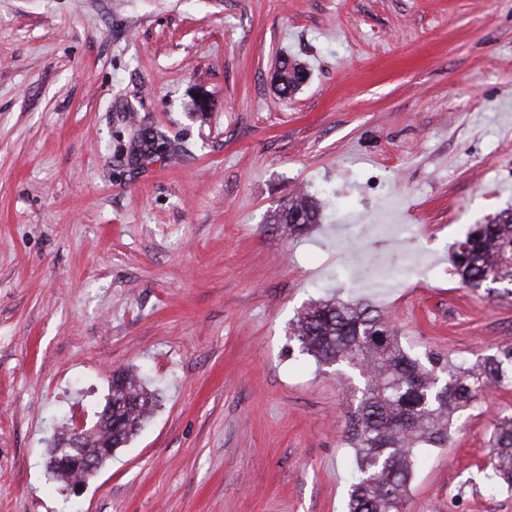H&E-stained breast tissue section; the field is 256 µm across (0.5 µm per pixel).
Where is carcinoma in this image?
Listing matches in <instances>:
<instances>
[{
    "label": "carcinoma",
    "instance_id": "cac0c4a2",
    "mask_svg": "<svg viewBox=\"0 0 512 512\" xmlns=\"http://www.w3.org/2000/svg\"><path fill=\"white\" fill-rule=\"evenodd\" d=\"M306 79L305 70L286 61L277 74L281 96L288 98ZM309 195L288 199L275 222L301 234L321 220ZM454 266L468 288L512 283V212L471 229L455 254ZM293 338L300 351L321 366L347 368L364 375L357 407L345 438L355 449L357 473L349 486L346 512H404L414 476V459L423 446L443 447L457 411L474 404L484 388L512 386V346H500L476 365H440L421 359L400 344L393 327L374 307L359 301L327 299L307 307L295 320ZM154 408V394L129 369L112 374V421L98 419L87 433L56 441L66 451L75 436L88 453L107 442L119 448ZM486 473L491 489L512 491V416L493 423Z\"/></svg>",
    "mask_w": 512,
    "mask_h": 512
}]
</instances>
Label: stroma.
Returning <instances> with one entry per match:
<instances>
[{"label": "stroma", "instance_id": "stroma-1", "mask_svg": "<svg viewBox=\"0 0 512 512\" xmlns=\"http://www.w3.org/2000/svg\"><path fill=\"white\" fill-rule=\"evenodd\" d=\"M297 191L331 199L291 237ZM510 209L512 0H0V512H345L360 381L294 319L337 295L419 355L512 345V294L452 258ZM127 367L153 413L71 492L54 437ZM504 414L421 448L405 512H512ZM305 79L306 72L302 67L297 64H289L286 60L282 62V66L277 74L281 96L285 98L292 96ZM490 455L492 466L486 473L491 489L512 491V416L493 423Z\"/></svg>", "mask_w": 512, "mask_h": 512}]
</instances>
